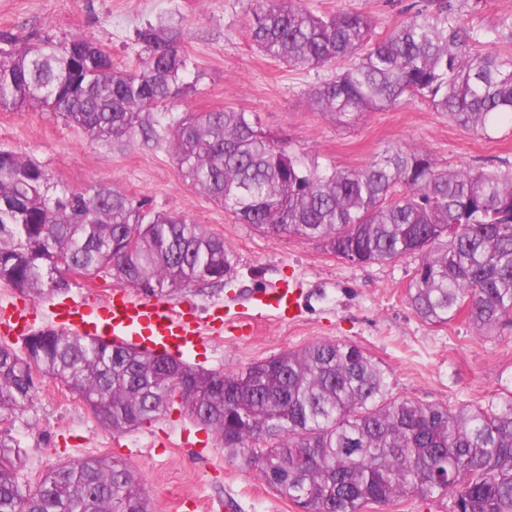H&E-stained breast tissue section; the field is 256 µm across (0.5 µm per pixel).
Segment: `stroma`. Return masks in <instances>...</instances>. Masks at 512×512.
Instances as JSON below:
<instances>
[{"label": "stroma", "instance_id": "35a3bbf8", "mask_svg": "<svg viewBox=\"0 0 512 512\" xmlns=\"http://www.w3.org/2000/svg\"><path fill=\"white\" fill-rule=\"evenodd\" d=\"M251 0H0V31L35 40H99L113 63L137 68L146 57L135 35L146 24H173L192 59L187 93L151 108L150 121L169 122L190 112L242 108L257 113L262 129L290 151L320 163L365 165L394 146L426 147L448 169L512 168V122L487 135L449 123L427 98L367 112L339 124L311 111L306 94L331 76L271 60L249 42L245 15ZM426 0H301L314 13L347 10L370 17L376 37L386 33ZM461 22L475 29L512 14V0H449ZM0 148L43 165L54 183L89 190L107 182L145 201L149 209L179 215L222 237L234 252V275L221 285L195 286L169 301L191 306L200 317L216 309L227 315L224 333L185 355L194 367L236 372L318 340L358 344L385 370L392 396L451 408L485 403L512 390V327L478 334L465 318L431 325L406 303L415 256L391 263L356 265L315 241L268 236L233 216L181 177L168 142L91 139L51 113L27 107L0 111ZM299 279V316L281 321L259 317L265 288ZM117 283L108 276H77L65 292L22 295L0 284V304L31 305V329H51L53 305L90 292L108 298ZM25 454L20 483L35 486L62 459L110 455L141 477L155 512H210L230 502L233 512H299L292 502L261 483L231 458L211 431L181 406L139 429L116 435L101 427L76 394L39 378L31 402L5 423Z\"/></svg>", "mask_w": 512, "mask_h": 512}]
</instances>
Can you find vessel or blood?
Masks as SVG:
<instances>
[{
    "label": "vessel or blood",
    "instance_id": "obj_1",
    "mask_svg": "<svg viewBox=\"0 0 512 512\" xmlns=\"http://www.w3.org/2000/svg\"><path fill=\"white\" fill-rule=\"evenodd\" d=\"M295 284L267 289L262 305L271 316L298 315ZM29 309L19 304L0 306V336H17L29 325ZM56 324L70 332L116 345H134L154 352L181 355L196 350L208 337L221 335L224 318L202 320L162 299L136 298L121 289L102 300L93 296L63 302L54 309Z\"/></svg>",
    "mask_w": 512,
    "mask_h": 512
}]
</instances>
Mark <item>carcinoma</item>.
I'll return each mask as SVG.
<instances>
[{
    "label": "carcinoma",
    "instance_id": "obj_1",
    "mask_svg": "<svg viewBox=\"0 0 512 512\" xmlns=\"http://www.w3.org/2000/svg\"><path fill=\"white\" fill-rule=\"evenodd\" d=\"M251 42L265 56L338 71L307 93L338 123L402 99H429L455 125L485 135L512 121V15L468 31L440 0L383 38L358 13L317 15L254 0ZM148 56L120 68L101 44L46 33L14 48L0 32V110L38 107L91 138L162 141L143 112L188 90L180 30L136 32ZM478 44L507 47L480 53ZM180 172L196 190L271 235L318 241L356 263L418 257L407 303L441 325L465 314L478 331L512 323V171L450 170L425 148L385 149L361 168L319 164L267 135L257 115L224 108L169 125ZM40 164L0 149V281L22 294L60 293V269L104 272L145 295L221 283L235 269L224 239L102 183L48 195ZM89 406L116 434L181 405L232 457L302 512H361L404 495L450 497L453 512H512V392L450 409L389 395L380 365L350 342L316 341L233 373L60 330L0 346V421L32 396L34 373ZM190 379L180 400L178 378ZM24 454L0 431V512H153L139 474L108 455L64 460L34 487Z\"/></svg>",
    "mask_w": 512,
    "mask_h": 512
}]
</instances>
